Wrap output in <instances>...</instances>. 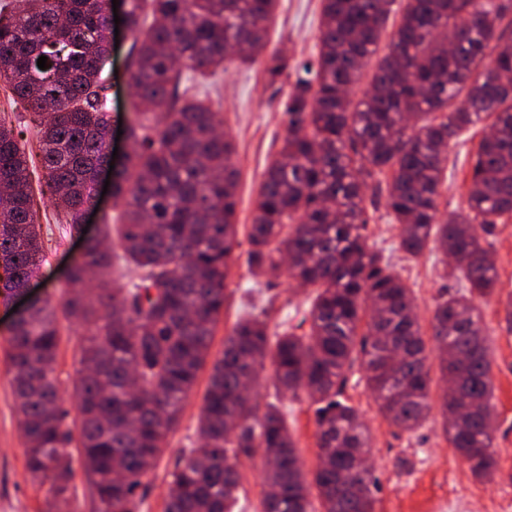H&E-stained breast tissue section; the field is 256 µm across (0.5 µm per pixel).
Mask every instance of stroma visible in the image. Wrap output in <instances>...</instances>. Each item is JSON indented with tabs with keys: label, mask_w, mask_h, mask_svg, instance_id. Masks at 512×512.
<instances>
[{
	"label": "stroma",
	"mask_w": 512,
	"mask_h": 512,
	"mask_svg": "<svg viewBox=\"0 0 512 512\" xmlns=\"http://www.w3.org/2000/svg\"><path fill=\"white\" fill-rule=\"evenodd\" d=\"M322 0H279L268 24L269 50L286 55L292 68L276 86H268L259 64H231L224 74L203 81L185 71L195 83L200 97L206 98L223 119L222 129L236 146L238 169L237 222L241 245L246 242L254 200L264 172L279 149L287 128L283 102L296 75L295 67L313 60L318 53ZM119 44L112 52V118L123 123L134 120L132 69L129 63L131 40L119 32ZM482 127L464 132L448 155V171L441 189L439 208L448 213L465 208L467 182ZM35 200L43 214L39 233L43 260L35 275L32 295L59 303L65 290L66 271L81 248L66 223L41 189L45 178L41 169L30 171ZM369 243L389 259L410 288L423 336H430L434 305L451 284L444 275L448 259L442 252H425L418 259H405L398 248L397 226L383 201L367 203ZM488 242L498 271L497 295L482 303L485 333L492 352L491 378L495 403V448L499 470L483 481L471 475L467 465L450 447L442 433L439 411H432L427 422L407 433L390 425L379 413L365 385L360 360L348 369L341 401L353 406L370 434L369 463L379 480L374 512H512V333L506 329L503 300L512 294V217L496 226ZM312 299L310 289L285 278L253 279L245 263H238L230 275L224 314L215 326L211 358H219L224 339L239 318L264 313L270 333L297 326L305 317ZM14 314L10 305L0 303V512H44L46 490L33 483L25 466L24 440L12 393V372L8 361L10 325ZM60 342L54 376L67 409H74L72 397L79 378L83 326L60 319ZM211 368L203 366L190 393L177 429L152 471L137 491L140 512H165L171 473L178 458L199 443L198 421L204 405ZM296 442L306 472L317 464L315 407L306 396L285 397L279 401Z\"/></svg>",
	"instance_id": "stroma-1"
}]
</instances>
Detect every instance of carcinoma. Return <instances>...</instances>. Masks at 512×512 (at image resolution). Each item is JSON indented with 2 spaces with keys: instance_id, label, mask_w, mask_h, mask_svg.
<instances>
[{
  "instance_id": "carcinoma-1",
  "label": "carcinoma",
  "mask_w": 512,
  "mask_h": 512,
  "mask_svg": "<svg viewBox=\"0 0 512 512\" xmlns=\"http://www.w3.org/2000/svg\"><path fill=\"white\" fill-rule=\"evenodd\" d=\"M399 10H394L395 2ZM112 0H0V81L39 126L47 186L69 231H82L100 167L111 164L108 86ZM277 0H124L136 119L114 172L117 232L105 224L73 260L55 308L37 299L12 327L9 364L25 464L48 486L47 512L69 508L77 442L97 512H139L136 491L176 428L209 355L238 260L235 147L220 113L183 85L234 62H257L273 86L288 59L266 52ZM512 3L509 0H322L319 51L283 103L287 133L254 201L247 269L312 289L299 335L270 338L239 320L211 369L200 445L171 474L166 512H232L241 468L262 449L263 512H374L369 434L339 396L352 355L380 414L404 432L432 409L478 480L497 471L491 359L480 302L498 274L486 237L512 216ZM386 52L378 60L382 39ZM47 57V69L37 66ZM365 85L362 97L355 89ZM485 124L467 208L439 209L459 133ZM29 157L0 123V296L12 298L43 258ZM386 191L399 248L451 253L461 290L441 298L427 351L411 292L368 243V187ZM91 324L74 388L79 424L54 378L58 314ZM271 357L276 395L316 405L318 464L307 479L274 404L259 411V369Z\"/></svg>"
}]
</instances>
